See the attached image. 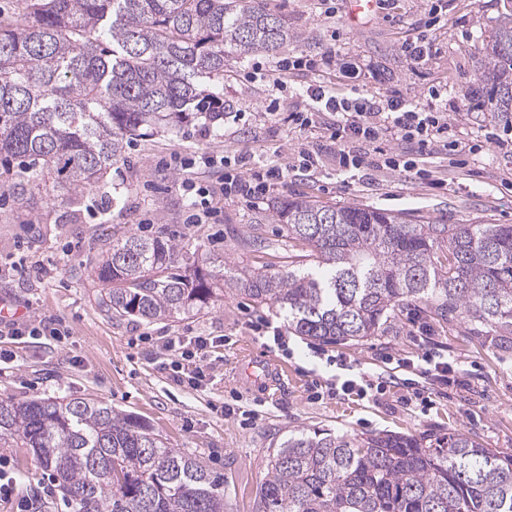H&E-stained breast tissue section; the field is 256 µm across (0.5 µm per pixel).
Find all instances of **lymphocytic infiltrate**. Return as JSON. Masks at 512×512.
Wrapping results in <instances>:
<instances>
[{"label": "lymphocytic infiltrate", "instance_id": "lymphocytic-infiltrate-1", "mask_svg": "<svg viewBox=\"0 0 512 512\" xmlns=\"http://www.w3.org/2000/svg\"><path fill=\"white\" fill-rule=\"evenodd\" d=\"M306 95L310 109L289 113V122L308 129L314 127L318 113H335L336 126L331 136L336 142V162L352 178L376 163L411 183L429 179L426 159L436 148L449 147L453 136L447 113L431 105L438 96L434 88L429 89L430 101L426 104L401 94H372L356 86L341 96L326 86H311ZM213 165L210 152L198 154L189 164L190 174L179 184L192 198L188 223H203L209 210L212 189L201 176ZM317 165L316 154L307 150L301 151L300 162L295 166L278 154L259 163L243 156L225 169L221 192L230 200L251 201L264 196L271 186L285 184L293 168L311 172Z\"/></svg>", "mask_w": 512, "mask_h": 512}]
</instances>
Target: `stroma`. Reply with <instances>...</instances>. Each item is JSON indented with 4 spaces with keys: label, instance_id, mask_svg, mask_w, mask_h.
Here are the masks:
<instances>
[{
    "label": "stroma",
    "instance_id": "stroma-1",
    "mask_svg": "<svg viewBox=\"0 0 512 512\" xmlns=\"http://www.w3.org/2000/svg\"><path fill=\"white\" fill-rule=\"evenodd\" d=\"M511 2L389 0L387 8L352 17L345 0H335L336 14L329 17L324 0H266L298 34L285 55L315 58L340 51L355 64L356 79L337 69L282 75L272 70L275 57L252 54L233 61L224 75L223 122L193 121L128 145L124 162L112 170L122 194L119 206L108 207L101 193L89 191L87 210L75 223L63 224L46 200L23 206L1 195L0 265L10 264L12 271L0 278V298L13 302L18 323L32 327L53 318L67 338L59 344L49 337L0 335V399L92 398L137 416L168 447L200 458L221 476L224 512H255L269 453L293 430L350 436L462 432L484 447L512 452V346L475 335L464 320L442 322L408 309L381 335L329 345L319 355L312 341L291 333L284 348L257 335L253 323L271 319L282 326L284 314L256 309L245 296L229 292L190 317L151 323L111 318L100 310V285L84 264L95 239L135 232L173 238L198 257L229 255L247 267L285 269L292 248L279 225L255 224L260 204L222 200L214 223H186L189 201L176 187L180 162L201 149L227 159L278 150L292 162L301 148L316 151L318 169L291 173L287 186L274 189L277 197L443 215L452 224H512V147L486 143V134L502 133L503 123L483 108L485 90L476 78L482 45ZM431 8L441 18L435 50L426 65L415 68L401 46ZM258 61L264 64L259 71L253 68ZM354 83L415 99L437 87L436 106L448 113L463 147L458 162L434 152L427 163L430 183L412 184L380 167L344 183L327 131L335 115L321 113L316 131L308 132L289 124L288 114L301 106L308 86L345 92ZM106 207L111 220L104 224L100 211ZM253 235L263 238V248L251 246ZM49 263L61 265V272L51 282L37 281L35 267ZM174 336L214 337L198 382L177 373L180 356L166 347ZM425 350L461 362L464 384L432 393L384 362L388 355L413 359ZM254 354L286 366L287 374L264 379L249 365ZM359 378L384 379L385 393L364 398L337 392V382ZM0 458L9 462L16 498L32 499L33 512H68L70 501L61 498L32 449L0 447Z\"/></svg>",
    "mask_w": 512,
    "mask_h": 512
}]
</instances>
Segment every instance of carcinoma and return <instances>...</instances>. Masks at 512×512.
<instances>
[{
	"mask_svg": "<svg viewBox=\"0 0 512 512\" xmlns=\"http://www.w3.org/2000/svg\"><path fill=\"white\" fill-rule=\"evenodd\" d=\"M293 33L266 0H25L0 19V188L44 194L76 216L86 190L116 205L112 167L129 142L221 116L205 100L224 67L276 55ZM476 76L488 111L512 114V12L498 20ZM309 249L288 269L213 255L180 258L162 236L107 237L91 269L98 305L148 322L196 315L224 294L285 313L295 335L364 342L407 308L460 313L512 337V225L449 224L366 205L276 197L257 216ZM0 447L30 448L78 512H224L197 457L165 445L131 414L85 398L0 400ZM256 512H512V453L462 433H291L269 454Z\"/></svg>",
	"mask_w": 512,
	"mask_h": 512,
	"instance_id": "carcinoma-1",
	"label": "carcinoma"
}]
</instances>
